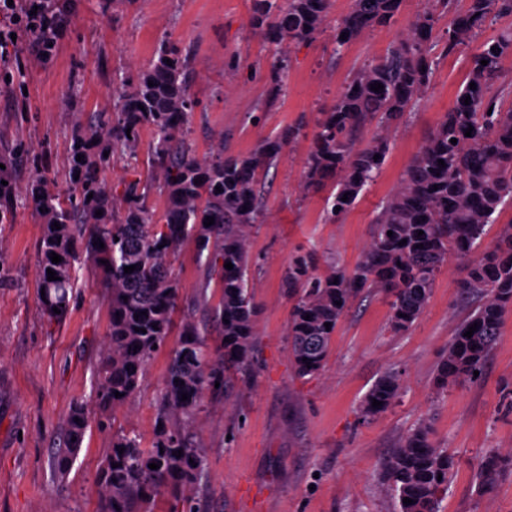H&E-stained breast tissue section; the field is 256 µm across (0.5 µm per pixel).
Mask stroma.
<instances>
[{
	"instance_id": "35a3bbf8",
	"label": "stroma",
	"mask_w": 512,
	"mask_h": 512,
	"mask_svg": "<svg viewBox=\"0 0 512 512\" xmlns=\"http://www.w3.org/2000/svg\"><path fill=\"white\" fill-rule=\"evenodd\" d=\"M66 25L55 53L34 57L30 38L19 41L0 85V150L21 143L47 155L48 177L68 181L72 134L114 109L113 77L136 80L156 57L161 39L189 59L188 85L198 106L188 139L197 155L245 154L269 135L299 128L262 181L263 207L251 239L258 265L254 292L259 345L254 383L231 396L206 395L193 441L206 462L190 493L197 512H396L379 484L383 461L419 422L430 424L437 447L455 468L438 499V512H512V468L490 487L479 485L480 461L512 453V314L508 315L480 381L437 390L436 368L466 314L457 295L463 265L451 261L436 281L420 319L404 334L388 328V297L356 300L340 322L318 377L295 375L288 353L293 300L282 285L291 259L311 253L317 265L335 259L353 267L371 223L393 193L427 132L463 88L476 44L441 56L412 118L392 135L386 165L374 184L336 222L325 218L324 185L305 191L302 174L320 112L349 74L383 57L425 0H404L391 26L375 29L335 53L331 30L308 42L265 43L250 27L251 0H59ZM284 54V87L270 97L266 77ZM238 56L241 70L226 75ZM153 135L143 129L135 155L116 160L101 178L123 190L146 173ZM42 218L18 207L0 224V512H104L103 470L117 434L133 433L150 447L168 350L148 364L139 387L119 406H99L93 385L109 330L108 302L91 276L79 280L71 315L49 323L38 296ZM402 374L401 396L379 416L362 420L358 407L386 371ZM92 420L65 479L49 460L62 439L74 402ZM112 426L99 428V418Z\"/></svg>"
}]
</instances>
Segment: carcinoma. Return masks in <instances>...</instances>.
I'll list each match as a JSON object with an SVG mask.
<instances>
[{
	"label": "carcinoma",
	"mask_w": 512,
	"mask_h": 512,
	"mask_svg": "<svg viewBox=\"0 0 512 512\" xmlns=\"http://www.w3.org/2000/svg\"><path fill=\"white\" fill-rule=\"evenodd\" d=\"M402 3L352 0L350 9L336 19V45L342 47L391 24ZM330 6L331 0H252L250 26L276 46L305 42L323 32ZM452 8L453 0H431L409 24L405 37L383 59L353 73L321 112L310 142L304 186L319 189L325 178H337L336 192L326 199L328 220L347 212L382 172L390 152L389 133L415 112L428 88L432 47L441 41L449 55L477 39L495 19L512 16V0H468L467 9L453 16L441 36L437 10ZM509 53L512 28L480 43L467 83L407 165L352 268L331 260L319 273L311 255L291 261L283 288L295 299L288 351L298 377L321 374L339 321L368 292L390 298L388 327L394 334L407 332L424 312L451 259L464 262L457 288L470 310L448 342L435 384L444 390L450 384L474 382V372L484 371L505 316L512 312V219L490 245L483 246L488 227L499 223L505 207L512 205V105H504L498 87L502 61ZM483 60L488 64L481 65ZM287 68L281 58L270 70L271 96L281 92ZM187 71L188 57L163 39L157 59L139 72L132 90H126L127 79H119L114 88L117 110L102 112L95 122L74 131L69 185L63 192H50L43 175L22 187L16 184L13 158L25 152L22 144H15L11 159L0 156V165H5L0 168V222L20 204L32 207L44 221L38 288L45 291L41 304L49 322L60 324L69 316L78 269L92 274L105 290L110 327L95 387L104 407L123 402L138 388L147 365L172 334L180 299V284L171 270L177 251L191 241L198 255H206L196 304L211 311L224 341L209 351L193 314L183 315L159 398L162 428L156 430L151 448H141L129 434L112 442L102 486L109 512H152L155 499L169 486L195 484L205 463L193 445L192 429L206 393L247 386L256 373L258 306L252 291L250 243L261 208L260 178L298 131L267 136L247 154L196 155L187 140L195 108ZM150 81L154 86L148 85ZM375 83L383 90H371ZM371 126L378 133L366 143L364 133ZM147 127L153 132V145L146 182L129 181L122 197L116 198L99 174L112 167L118 150L135 151L140 132ZM470 127L473 131L467 137ZM453 138L457 143L451 142ZM376 154L380 158H374ZM440 160L444 165H438ZM153 192L166 198L160 213L148 204ZM344 196L348 200H342ZM98 210L102 215H96ZM208 217L214 224L204 225ZM56 223L60 228L54 227ZM98 240L104 247L95 245ZM402 240L406 244H400ZM53 252L61 262H52ZM227 262L233 269L224 267ZM131 265L136 269L124 272ZM49 269L58 279L48 280ZM213 280L222 288L216 302L207 296ZM55 307L60 313H54ZM473 324L476 331L464 336ZM401 389L400 372L384 373L364 397L361 417L369 420L384 413ZM117 392L121 396H115ZM375 399L381 405L372 406ZM88 426L85 406L75 404L64 419L63 448L51 458L59 478L67 474ZM178 450L179 457L174 455ZM511 462L498 455L484 458L479 481L492 485ZM151 463L159 468H149ZM454 465L448 450L436 447L431 426L421 422L385 459L380 481L397 499L399 512H436ZM406 497L413 503H403Z\"/></svg>",
	"instance_id": "carcinoma-1"
}]
</instances>
